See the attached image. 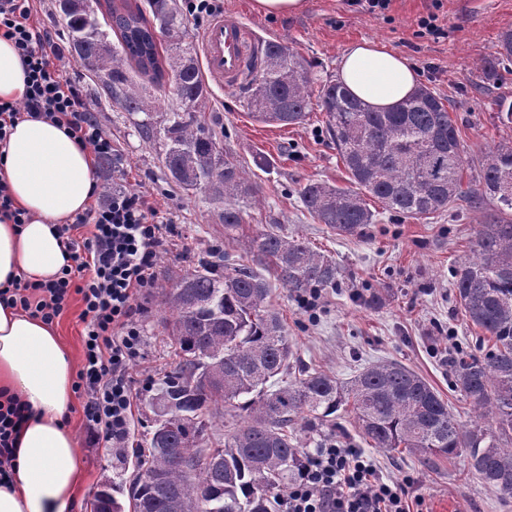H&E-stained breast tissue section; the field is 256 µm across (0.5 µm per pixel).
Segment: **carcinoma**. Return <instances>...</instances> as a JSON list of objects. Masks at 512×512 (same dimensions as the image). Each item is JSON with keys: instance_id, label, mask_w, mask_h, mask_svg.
I'll return each mask as SVG.
<instances>
[{"instance_id": "carcinoma-1", "label": "carcinoma", "mask_w": 512, "mask_h": 512, "mask_svg": "<svg viewBox=\"0 0 512 512\" xmlns=\"http://www.w3.org/2000/svg\"><path fill=\"white\" fill-rule=\"evenodd\" d=\"M67 32L71 60L106 77L104 92L123 111L143 114L142 136L159 145L169 179L224 204V229L244 223L239 201L256 196L242 166L224 152L214 124L201 112L208 89L184 41L186 18L176 0H127L110 8L118 43L102 29L84 0H55ZM166 38L150 35L158 16ZM512 60V31L482 69ZM168 88L180 108L162 113L136 88L130 72ZM307 61L286 43L264 44V61L251 83L247 108L263 123L296 125L312 105L326 113L327 129L349 176L339 187L310 181L298 191L304 209L339 236L375 223L367 198L404 218L427 220L461 203L491 205L454 272L452 287L465 319L479 329L480 355L459 349L447 359L453 386L469 402L473 419L461 422L420 374L395 361H378L343 382L296 368L294 345L282 315L269 305L271 286L246 264L203 261L177 279L167 294L175 370L148 400L155 416L148 455L129 487L134 512H279L281 491L303 454L301 438L319 448L336 433V412L352 407L360 437L373 448L437 460L466 452L471 472L490 490L512 494V146L498 145L463 184L472 159L440 98L418 90L388 111L374 110L339 82L313 91ZM255 261L301 298L337 285L335 261L300 237L268 229L248 238ZM230 412L236 426L211 446L206 418ZM180 448L181 462L169 449ZM104 485L93 512L123 506Z\"/></svg>"}]
</instances>
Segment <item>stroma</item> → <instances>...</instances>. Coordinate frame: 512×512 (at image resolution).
I'll list each match as a JSON object with an SVG mask.
<instances>
[{
  "label": "stroma",
  "mask_w": 512,
  "mask_h": 512,
  "mask_svg": "<svg viewBox=\"0 0 512 512\" xmlns=\"http://www.w3.org/2000/svg\"><path fill=\"white\" fill-rule=\"evenodd\" d=\"M253 2L223 0L224 12L243 21L261 40L287 42L307 60L319 82L335 80L343 52L364 39L407 56L420 84L452 105L451 116L474 161L466 179L476 178L477 163L489 149L512 143V123L501 119L499 107L501 99L512 101V71L490 86L480 68L495 56L501 33L512 30V0H445L448 21L439 39L416 34V22L431 10V0H393L385 18L349 11L344 0H304L301 11L287 16L260 14ZM70 74L82 82L117 151L115 165L97 173L98 184L151 194L173 220V246L158 259L155 286L135 300L143 339L133 367L136 388L157 387L176 366L166 304L172 283L199 261L217 260L220 253L244 256L247 238L274 225L284 236L305 238L339 270L337 287L323 291L315 315L303 312L286 289L276 288L272 295L299 365L345 381L368 363L402 362L423 376L462 422H469L470 407L453 389L446 359L456 347L475 349L477 331L462 316L451 281L485 209L450 210L428 220L383 211L362 235H335L318 224L298 198L300 187L313 180L349 184L325 113L315 107L297 125L262 123L246 108L247 86L228 91L211 82L205 116L223 129L224 150L244 166L260 198L259 204L245 203V222L230 236L219 220L222 203L183 191L168 180L158 149L140 138L133 116L112 107L101 76L76 63ZM258 155L267 160L264 168L253 162ZM153 420L145 400H138L134 447H91L82 425L81 400L73 398L67 423L76 436L84 472L73 512H92L94 495L105 483L117 484L118 501L127 502L137 451L148 447ZM366 453L383 476L414 478L419 499L411 504L413 512H448L452 505L458 512H512V495L493 492L469 474L465 455L439 460L430 471L417 458L400 453L371 447Z\"/></svg>",
  "instance_id": "1"
}]
</instances>
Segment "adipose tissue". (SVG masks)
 <instances>
[{"instance_id": "adipose-tissue-1", "label": "adipose tissue", "mask_w": 512, "mask_h": 512, "mask_svg": "<svg viewBox=\"0 0 512 512\" xmlns=\"http://www.w3.org/2000/svg\"><path fill=\"white\" fill-rule=\"evenodd\" d=\"M338 80L380 111L417 86L406 57L370 40L346 49ZM24 91L22 62L0 39V99L17 101ZM4 151L0 181L29 220L20 227L0 222V287L18 276L46 280L70 265L56 229L86 210L96 184L88 151L51 123L19 122ZM75 372L74 355L54 327L0 304V391L15 394L32 412L17 436L13 483L0 486V512H72L82 473L77 440L64 417Z\"/></svg>"}]
</instances>
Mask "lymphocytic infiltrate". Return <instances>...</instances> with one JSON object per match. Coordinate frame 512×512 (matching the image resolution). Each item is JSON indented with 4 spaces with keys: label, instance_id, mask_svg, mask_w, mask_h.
I'll return each instance as SVG.
<instances>
[{
    "label": "lymphocytic infiltrate",
    "instance_id": "f902f5d3",
    "mask_svg": "<svg viewBox=\"0 0 512 512\" xmlns=\"http://www.w3.org/2000/svg\"><path fill=\"white\" fill-rule=\"evenodd\" d=\"M0 38L18 52L25 73L21 100L0 101V143L26 119L63 128L93 162L111 159L112 136L97 121L83 88L66 71L64 47L43 29L36 0H0ZM87 211L58 232L72 263L54 278H23L0 288V303L53 324L72 296L82 302L81 366L74 390L83 400L89 444L128 447L134 408L131 370L143 340L136 297L152 288L157 259L170 245V225L144 192L95 189ZM25 405L0 398V484L11 480ZM413 481L378 475L360 449L331 442L303 459L282 496V512H411Z\"/></svg>",
    "mask_w": 512,
    "mask_h": 512
}]
</instances>
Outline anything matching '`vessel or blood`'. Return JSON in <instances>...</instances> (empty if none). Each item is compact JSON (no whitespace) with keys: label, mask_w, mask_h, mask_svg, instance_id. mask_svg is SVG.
I'll return each mask as SVG.
<instances>
[{"label":"vessel or blood","mask_w":512,"mask_h":512,"mask_svg":"<svg viewBox=\"0 0 512 512\" xmlns=\"http://www.w3.org/2000/svg\"><path fill=\"white\" fill-rule=\"evenodd\" d=\"M259 51L260 46L251 30L231 16L213 19L202 35L206 72L228 90L249 80Z\"/></svg>","instance_id":"1"}]
</instances>
